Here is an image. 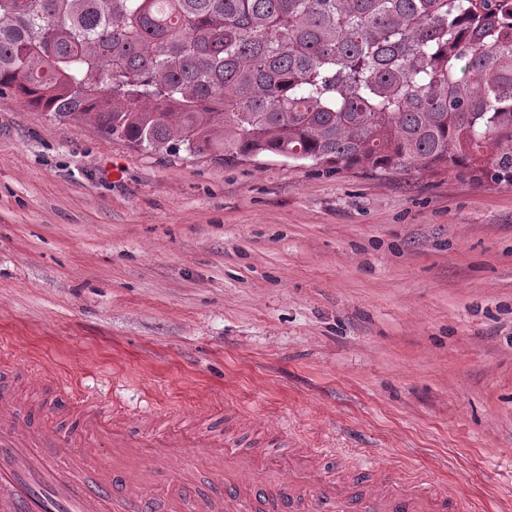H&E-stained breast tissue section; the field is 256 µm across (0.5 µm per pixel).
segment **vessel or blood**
<instances>
[{
	"mask_svg": "<svg viewBox=\"0 0 512 512\" xmlns=\"http://www.w3.org/2000/svg\"><path fill=\"white\" fill-rule=\"evenodd\" d=\"M253 423L234 437L200 429L177 412L130 421L30 364L0 367V512H148L159 492L170 512H257L287 492L304 512H444L429 482L390 468L340 465L330 448L301 442L254 447ZM200 456L218 488L194 494L184 458Z\"/></svg>",
	"mask_w": 512,
	"mask_h": 512,
	"instance_id": "vessel-or-blood-1",
	"label": "vessel or blood"
}]
</instances>
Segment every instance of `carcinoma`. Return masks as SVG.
Returning a JSON list of instances; mask_svg holds the SVG:
<instances>
[{
  "label": "carcinoma",
  "mask_w": 512,
  "mask_h": 512,
  "mask_svg": "<svg viewBox=\"0 0 512 512\" xmlns=\"http://www.w3.org/2000/svg\"><path fill=\"white\" fill-rule=\"evenodd\" d=\"M145 150L512 187V0H0V96Z\"/></svg>",
  "instance_id": "carcinoma-1"
}]
</instances>
